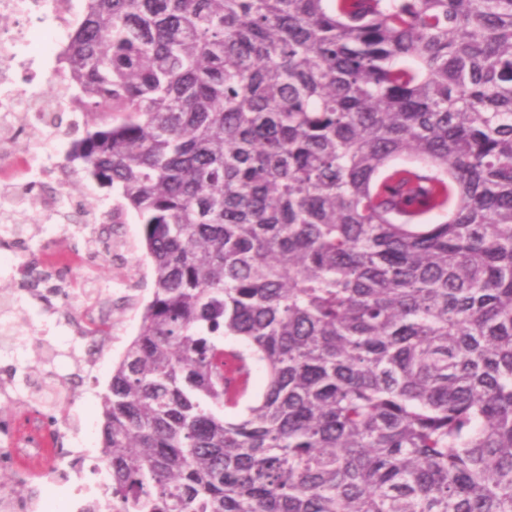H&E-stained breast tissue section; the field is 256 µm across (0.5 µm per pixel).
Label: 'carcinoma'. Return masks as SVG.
<instances>
[{
  "label": "carcinoma",
  "mask_w": 512,
  "mask_h": 512,
  "mask_svg": "<svg viewBox=\"0 0 512 512\" xmlns=\"http://www.w3.org/2000/svg\"><path fill=\"white\" fill-rule=\"evenodd\" d=\"M350 2L72 30L68 167L152 272L92 512H512V0ZM80 181L70 188V195L74 204H82L85 207L94 208L98 214H105L112 210V191L100 188L92 179L79 175ZM92 183L93 190L86 185Z\"/></svg>",
  "instance_id": "carcinoma-1"
}]
</instances>
